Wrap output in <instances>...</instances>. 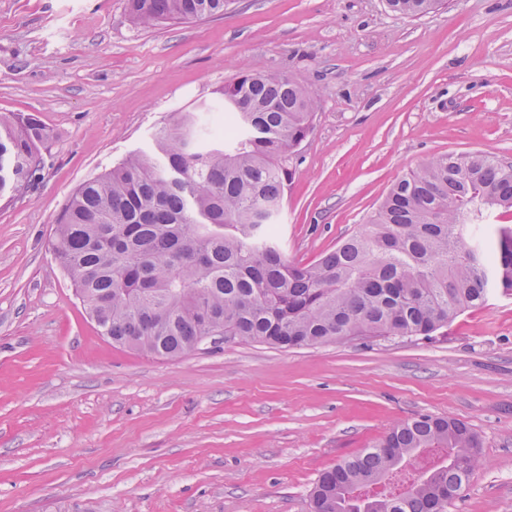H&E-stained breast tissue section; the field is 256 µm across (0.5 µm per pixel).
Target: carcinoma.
<instances>
[{
	"label": "carcinoma",
	"mask_w": 512,
	"mask_h": 512,
	"mask_svg": "<svg viewBox=\"0 0 512 512\" xmlns=\"http://www.w3.org/2000/svg\"><path fill=\"white\" fill-rule=\"evenodd\" d=\"M422 17L446 0H386ZM226 0H128L150 27L224 14ZM223 128L204 136L195 111L158 128L151 153L84 181L50 241L101 335L172 358L224 342L283 349L339 336L430 340L493 290L512 295V164L481 151L431 157L389 189L366 223L309 265L288 262L273 235L308 136L311 94L255 67L221 90ZM48 136L33 114L0 115V193H24ZM478 436L450 417L394 425L324 471L311 512H450L481 467Z\"/></svg>",
	"instance_id": "obj_1"
}]
</instances>
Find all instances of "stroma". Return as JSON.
I'll return each mask as SVG.
<instances>
[{
	"mask_svg": "<svg viewBox=\"0 0 512 512\" xmlns=\"http://www.w3.org/2000/svg\"><path fill=\"white\" fill-rule=\"evenodd\" d=\"M318 103L275 232L310 264L441 153L512 162V0H228L134 23L127 0H0V114L50 135L35 188L0 195V512H310L323 471L397 422L460 420L483 467L454 512H512V295L431 341L220 343L154 357L101 336L50 248L76 187L243 67ZM391 11L407 17H422L439 11L445 0H386Z\"/></svg>",
	"mask_w": 512,
	"mask_h": 512,
	"instance_id": "obj_1",
	"label": "stroma"
}]
</instances>
